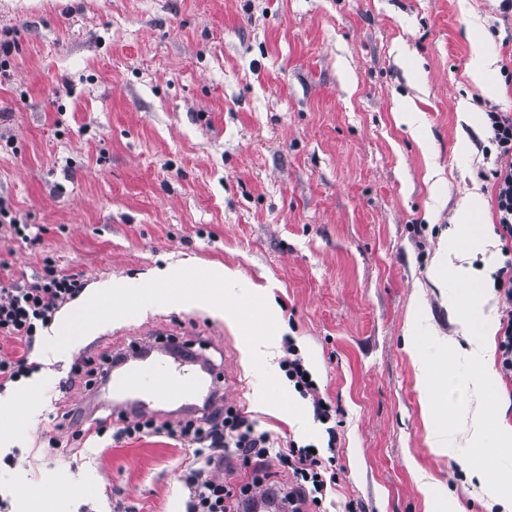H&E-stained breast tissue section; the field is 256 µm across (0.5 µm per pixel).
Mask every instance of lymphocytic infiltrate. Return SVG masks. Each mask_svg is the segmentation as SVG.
Segmentation results:
<instances>
[{"mask_svg": "<svg viewBox=\"0 0 512 512\" xmlns=\"http://www.w3.org/2000/svg\"><path fill=\"white\" fill-rule=\"evenodd\" d=\"M487 118L490 141L496 149L491 172L494 230L503 242L504 257L493 274L501 305L498 359L502 373L512 378V113L492 110ZM83 290L79 278L59 270L49 257L44 258L41 270L31 279L0 284V339H14L23 346L18 354L0 352V390L35 371L30 356L43 331ZM284 351L286 356L280 366L289 382L302 397L311 398L318 420H330L331 410L319 397L316 383L308 380V371L293 341H285ZM123 434L129 438L164 435L192 446L193 454L182 474L188 491L186 512H226L236 492L225 485L222 471L225 461L232 458L245 465L276 461L287 468L291 477L287 500L292 512H302L308 505L320 512L328 491L336 484L334 466L326 464L319 453L294 443L286 448L276 447L268 432L258 430L230 406L174 424L137 417L124 426Z\"/></svg>", "mask_w": 512, "mask_h": 512, "instance_id": "f902f5d3", "label": "lymphocytic infiltrate"}]
</instances>
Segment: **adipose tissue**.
<instances>
[{
  "mask_svg": "<svg viewBox=\"0 0 512 512\" xmlns=\"http://www.w3.org/2000/svg\"><path fill=\"white\" fill-rule=\"evenodd\" d=\"M456 274L465 286L471 310L470 317L460 322V328L468 338L465 354L471 365V375L465 386L477 398L478 404L460 414L438 400L433 392L438 370L447 364L449 353L455 349L452 342L433 336L427 343L413 344L411 352L419 370L423 414L430 427V449L436 454L444 453L461 434L467 447L477 450L483 447L490 431L494 430L498 433L502 452L508 454L512 452V426L496 428L492 425V406L497 399L498 383L487 341L490 333L487 307L491 296L479 292L475 286L476 279L483 276L482 271L468 266L457 268Z\"/></svg>",
  "mask_w": 512,
  "mask_h": 512,
  "instance_id": "obj_1",
  "label": "adipose tissue"
}]
</instances>
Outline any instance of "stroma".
Here are the masks:
<instances>
[{
  "label": "stroma",
  "mask_w": 512,
  "mask_h": 512,
  "mask_svg": "<svg viewBox=\"0 0 512 512\" xmlns=\"http://www.w3.org/2000/svg\"><path fill=\"white\" fill-rule=\"evenodd\" d=\"M15 50L0 76V196L43 226L29 246L0 233V260L35 274L44 255L97 282H145L168 264L267 286L336 412L327 512H499L466 447L437 456L409 354L413 338L466 347L462 286L435 280L458 202L494 224L489 110L512 113V10L501 0H0ZM498 92L467 76L472 46ZM412 99L417 128L397 118ZM467 103L471 122L459 118ZM457 296L449 305V296ZM33 357V387L0 392V512H182L187 444L116 436L71 448L57 403L94 405L71 381L83 356L169 341L223 372L214 406L246 412L276 445L315 437L260 400V377L223 313L163 305ZM65 443L46 454L45 435Z\"/></svg>",
  "instance_id": "35a3bbf8"
}]
</instances>
